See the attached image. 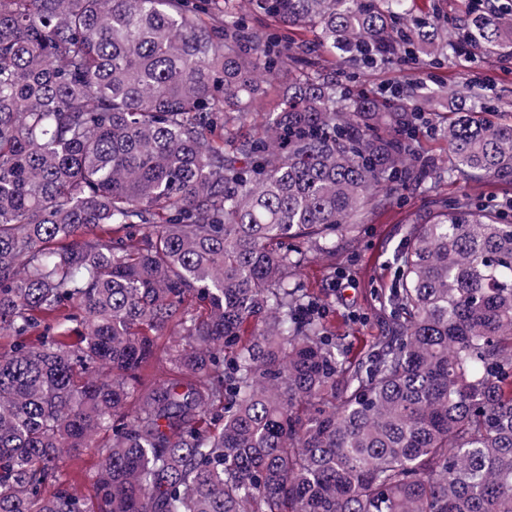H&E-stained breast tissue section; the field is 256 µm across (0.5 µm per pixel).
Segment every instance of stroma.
Returning <instances> with one entry per match:
<instances>
[{"label":"stroma","mask_w":512,"mask_h":512,"mask_svg":"<svg viewBox=\"0 0 512 512\" xmlns=\"http://www.w3.org/2000/svg\"><path fill=\"white\" fill-rule=\"evenodd\" d=\"M421 64H381L375 67L344 66L346 81L358 88L393 89L418 78ZM436 76L445 86L475 80L492 101L497 116L512 121V56L476 53L474 60L456 56L437 69ZM446 112L424 111L419 125L417 149L420 156L440 164L448 159V144L439 135ZM495 204L512 209V187L493 181L467 184L444 178L426 180L420 189L394 198L375 211L369 221L348 239L349 275L331 281L321 262L308 264L300 273L305 287L324 293L332 301L328 321L337 334L345 336L352 354H359L371 337L379 335L381 323L380 296L395 284L394 256L401 240V228L416 215L432 209L435 201ZM99 460L97 448H86L77 456L67 457L60 477L75 494L88 497L93 493L91 476Z\"/></svg>","instance_id":"stroma-1"}]
</instances>
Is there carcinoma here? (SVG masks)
Returning <instances> with one entry per match:
<instances>
[{"instance_id": "1", "label": "carcinoma", "mask_w": 512, "mask_h": 512, "mask_svg": "<svg viewBox=\"0 0 512 512\" xmlns=\"http://www.w3.org/2000/svg\"><path fill=\"white\" fill-rule=\"evenodd\" d=\"M409 2L0 0V512H512V221L404 225L355 358L296 281L427 177L413 96L319 48L512 54ZM448 101V178L512 183V123ZM102 435L93 496L46 493Z\"/></svg>"}]
</instances>
